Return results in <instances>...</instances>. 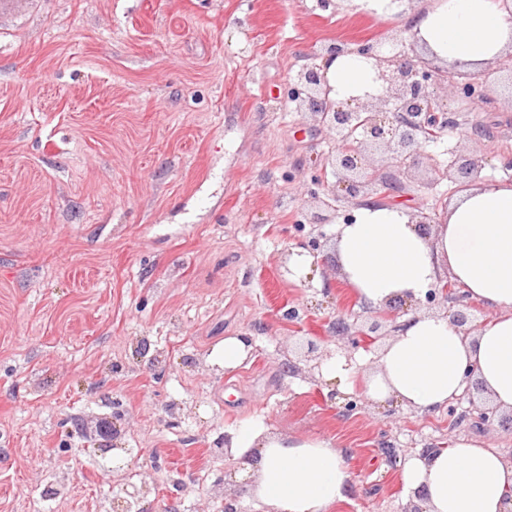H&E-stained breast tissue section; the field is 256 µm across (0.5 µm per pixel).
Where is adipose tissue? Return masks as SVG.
Instances as JSON below:
<instances>
[{
    "label": "adipose tissue",
    "instance_id": "obj_1",
    "mask_svg": "<svg viewBox=\"0 0 512 512\" xmlns=\"http://www.w3.org/2000/svg\"><path fill=\"white\" fill-rule=\"evenodd\" d=\"M402 21L430 53L468 72L512 52V7L503 0H428ZM330 97L382 90L374 60L345 53L324 67ZM341 283L367 308L425 296L451 280L491 311L464 335L451 317H404L365 378L366 394L421 414L447 407L475 379L497 410L512 413V182L481 180L455 194L429 234L410 209L368 198L336 227ZM235 479L263 512H333L356 491L332 439L297 437L262 418L225 431ZM403 493L423 512H512V460L476 438L398 463Z\"/></svg>",
    "mask_w": 512,
    "mask_h": 512
}]
</instances>
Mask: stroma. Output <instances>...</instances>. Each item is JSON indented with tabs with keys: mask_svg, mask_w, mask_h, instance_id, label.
<instances>
[{
	"mask_svg": "<svg viewBox=\"0 0 512 512\" xmlns=\"http://www.w3.org/2000/svg\"><path fill=\"white\" fill-rule=\"evenodd\" d=\"M376 40L411 52L398 16L354 0H16L0 13V512H101L140 488L146 512L228 498L260 512L219 452L256 416L344 450L358 491L334 512H405L384 440L407 458L475 437L512 458V429L460 418L485 405L478 387L429 415L365 397L346 414L308 373L306 339L337 314L356 331L371 315L331 262L343 211L311 197L312 175L337 179L336 138L288 91L323 44ZM451 107L460 130L479 120L487 135L450 132L400 170L368 156L415 210L456 194L434 174L452 142L483 178L512 179V81ZM315 211L327 223H308ZM315 239L289 279L282 252ZM240 335L251 358L210 366ZM100 421L140 465L95 466Z\"/></svg>",
	"mask_w": 512,
	"mask_h": 512,
	"instance_id": "obj_1",
	"label": "stroma"
}]
</instances>
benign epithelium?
<instances>
[{
	"label": "benign epithelium",
	"mask_w": 512,
	"mask_h": 512,
	"mask_svg": "<svg viewBox=\"0 0 512 512\" xmlns=\"http://www.w3.org/2000/svg\"><path fill=\"white\" fill-rule=\"evenodd\" d=\"M357 52L375 60L382 80L381 93L333 106L327 103L330 88L319 65L304 67L291 92V101L299 111L317 117L335 133L337 147L332 165L336 168L337 181L329 185L319 178L317 184L323 195L348 205H356L363 198L388 199L403 187L397 176L386 175L368 164V152L381 150L397 164L421 152L424 145L440 141L446 131L459 126L449 100L483 99L495 74L506 71L512 76V52L497 60L495 66L468 76H455L395 55L387 56L381 43H364ZM441 86L446 90L444 99L437 94ZM447 153L448 163L434 168L438 179H446L461 188L479 179L481 166L459 155L457 146L448 145ZM450 299L461 302L464 295L440 283L417 304L432 306ZM398 314L400 308L395 305L374 312L367 330L356 332L351 345L358 348L371 344L373 335ZM331 355L333 351L321 342L306 341L310 374H315Z\"/></svg>",
	"instance_id": "benign-epithelium-1"
}]
</instances>
